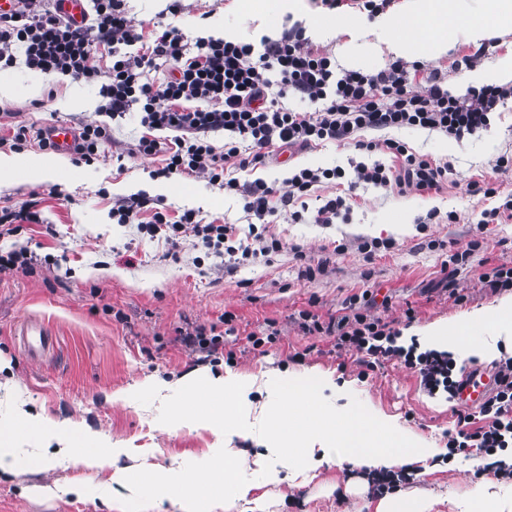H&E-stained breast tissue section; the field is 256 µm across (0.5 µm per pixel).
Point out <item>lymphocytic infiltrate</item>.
I'll list each match as a JSON object with an SVG mask.
<instances>
[{
    "instance_id": "lymphocytic-infiltrate-1",
    "label": "lymphocytic infiltrate",
    "mask_w": 512,
    "mask_h": 512,
    "mask_svg": "<svg viewBox=\"0 0 512 512\" xmlns=\"http://www.w3.org/2000/svg\"><path fill=\"white\" fill-rule=\"evenodd\" d=\"M92 20L75 28L59 14L56 0H17L14 9L0 13V67L23 62L43 73L58 72L100 82L107 123L84 124L74 150L77 162L98 161L113 141L111 123L138 112L144 133L135 144L120 145L121 154L162 156L160 175H196L220 189L241 194L247 213L262 219L277 209L302 217L297 203L311 188L326 180H347L349 188L372 185L400 193L440 191L448 180L449 164L416 154L401 140L364 141L361 131L415 127L438 131L461 140L487 129L500 102L512 88L485 85L466 94H449L438 72L424 83L409 80V65L398 60L383 71L365 74L337 71L331 58L315 49L294 29L278 39L259 43L223 38H202L195 53H188L181 31L174 26L144 36L129 19L123 0H90ZM107 50L111 64L100 70L93 59ZM169 64L163 80L151 73ZM297 96L317 103L314 112L284 108L282 99ZM231 133L232 142L216 151L212 133ZM334 142L358 150L381 152L389 163H356L344 169L294 168L282 184L257 179L240 183L237 174L269 163L283 150H305ZM148 198L133 194L118 199L112 217L121 224L144 223L150 235L171 245L184 237L200 240L216 255L250 259L280 252L279 239L256 234L253 243L235 244L234 225L202 223L195 211L171 217L168 210H150ZM370 291L350 297L345 314L321 318L302 311L308 333L332 336L340 350L359 354L365 369L397 360L417 373L431 396L454 397L464 375L452 353L398 345L399 330L371 313ZM495 385L478 413L458 411L455 432L448 435L450 452L480 454L494 460L495 475L512 476V463L499 454L512 448V356L494 364Z\"/></svg>"
}]
</instances>
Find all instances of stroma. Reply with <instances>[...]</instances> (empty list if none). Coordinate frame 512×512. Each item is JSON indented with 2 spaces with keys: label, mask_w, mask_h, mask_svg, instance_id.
Instances as JSON below:
<instances>
[{
  "label": "stroma",
  "mask_w": 512,
  "mask_h": 512,
  "mask_svg": "<svg viewBox=\"0 0 512 512\" xmlns=\"http://www.w3.org/2000/svg\"><path fill=\"white\" fill-rule=\"evenodd\" d=\"M170 0H125L129 18L144 31L172 24L185 43L221 37L225 31L241 40L258 38L262 22L244 13L238 0H182L181 11H168ZM300 12L282 16L276 34L314 23L341 25L366 20L369 10L353 4L327 10L302 0ZM475 44L460 41L448 55L424 60L422 72H442L448 90L458 86L466 67L464 56ZM13 84V96H0V136L9 135L14 120L36 128L64 121L72 125L100 120L103 99L99 86L78 79L61 81L18 65L0 72ZM418 154L451 165L448 183L437 193L400 194L361 186L349 200L351 210L335 224H317L313 209L321 199L337 194L338 186L315 185L302 221L288 214L270 216L264 230L282 242L271 258L241 265L225 276L224 262L194 237L173 247L133 224H119L111 215L117 198L143 192L171 211L193 209L204 222L216 221L247 229L254 215L243 208L240 196L223 192L202 177L150 178L160 157L121 161L106 157L86 165L69 156L46 153L36 144L19 152L23 167L40 162L55 166V179L33 181L13 175L0 187V209H18L38 195L41 221L23 224L15 240H0V248L26 246L38 261L27 271L0 273V378L10 390H0V414L15 402L55 422L76 421L91 433L121 447V455L104 467L75 466L67 459L42 453L32 469L0 475V512H177L174 496L142 486L118 485L114 476L166 471L177 482L191 483L211 470L225 445L254 455L264 434L255 428L232 442H224L208 425L178 426L175 418L188 402L179 379L234 371L247 379L264 374L317 370L331 373L350 385L344 403L380 418H395L403 433L435 448L433 457L417 462L415 471L394 468L354 469L348 463L297 473L281 471L269 482L263 467L239 465L237 482L250 485L251 495L265 499L267 512H376L380 489L395 483L396 493L423 491L439 499L437 512H456L453 503L472 498L479 486L491 483L505 494L512 481L494 476L477 455L449 454L445 433L457 423L459 403L428 396L415 373L393 360L363 372L355 354L336 349L331 336L305 333L300 311L337 314L345 299L363 289L375 296L374 315L415 336L426 326L458 325L477 311L496 317L500 306L512 303V291L491 292L480 280L487 267L512 265V221L479 225L489 200L469 192L471 182L495 178L501 195L512 194V172L494 174L496 158L512 153V97L500 104L488 129L457 141L419 128L391 133ZM388 162V155H380ZM372 156L349 147L319 145L276 166L240 172V181L271 182L287 177L292 165L312 169L372 163ZM454 213L453 223H426L431 210ZM388 241L392 247L367 256L361 241ZM480 241L469 262L453 280H446L443 264L450 252ZM324 262L321 274L306 278L303 259ZM466 294L455 302L450 288ZM415 319L406 322L405 311ZM233 313L225 323V313ZM49 325L54 346L41 358L27 357L15 331L26 320ZM198 327L224 333L233 328L230 350L206 357L177 340L179 331ZM274 331L263 350L251 348L252 333ZM168 381L169 389L152 387ZM70 484L79 494L51 495V488ZM40 493H33V486Z\"/></svg>",
  "instance_id": "obj_1"
}]
</instances>
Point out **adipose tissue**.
<instances>
[{"label": "adipose tissue", "mask_w": 512, "mask_h": 512, "mask_svg": "<svg viewBox=\"0 0 512 512\" xmlns=\"http://www.w3.org/2000/svg\"><path fill=\"white\" fill-rule=\"evenodd\" d=\"M493 33L512 34V0H405L398 10L377 14L364 25L330 28L317 24L312 29L320 40L341 37L348 45H363L376 65L390 59L439 57L459 39L477 43ZM263 385L270 399L254 419L276 430L270 439L269 481H277L284 469L306 472L342 462L392 468L433 454L432 449L407 437L394 419L375 420L353 409L338 411L337 386L331 375H274ZM181 386L193 395L204 392L208 401L201 407L183 408L180 423H208L229 440L252 419L248 411L253 385L239 374L209 375L199 387L186 379ZM5 426L6 433H0L3 473L28 467L24 452L28 434L42 435L44 447L58 446L77 466L101 465L108 459L106 439L89 434L79 423H55L17 403L6 411Z\"/></svg>", "instance_id": "1"}]
</instances>
